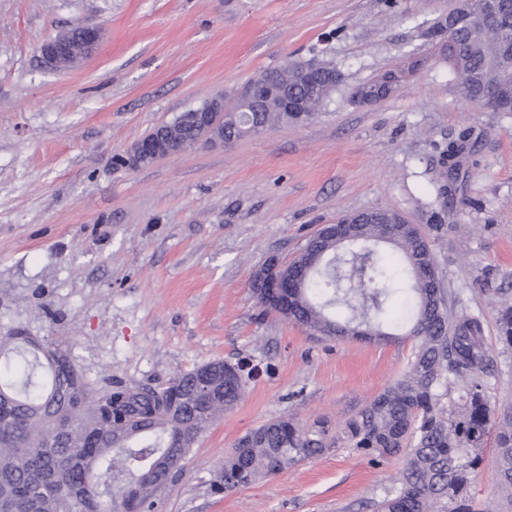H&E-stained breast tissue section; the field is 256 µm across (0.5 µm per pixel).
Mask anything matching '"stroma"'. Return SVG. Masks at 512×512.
<instances>
[{
	"label": "stroma",
	"instance_id": "1",
	"mask_svg": "<svg viewBox=\"0 0 512 512\" xmlns=\"http://www.w3.org/2000/svg\"><path fill=\"white\" fill-rule=\"evenodd\" d=\"M449 0H0V335L64 336L86 376L156 386L211 360L250 371L245 398L202 432L156 512H375L399 464L332 448L222 494L237 440L284 415L336 425L405 369L410 341H318L263 313L251 288L321 225L386 208L433 240L448 288L496 345L512 289V113L461 102L424 31ZM77 24L98 49L66 70L40 47ZM391 97L353 90L409 53ZM333 62L344 82L310 121L154 164L119 163L156 126L262 70ZM477 152L449 181L441 150Z\"/></svg>",
	"mask_w": 512,
	"mask_h": 512
}]
</instances>
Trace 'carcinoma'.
Returning a JSON list of instances; mask_svg holds the SVG:
<instances>
[{
	"label": "carcinoma",
	"mask_w": 512,
	"mask_h": 512,
	"mask_svg": "<svg viewBox=\"0 0 512 512\" xmlns=\"http://www.w3.org/2000/svg\"><path fill=\"white\" fill-rule=\"evenodd\" d=\"M460 23L448 28L435 18L427 34L451 43L446 56L457 74L456 94L495 112H512V0H454L448 10ZM81 28L60 38L72 64L84 53ZM408 67L385 69L356 89L361 101H380L401 86ZM302 63L266 69L264 80L286 83L298 94ZM340 83L306 97L310 112L327 104ZM297 123L271 105L264 112H239L224 125V140ZM187 147L205 138L188 121L174 127ZM470 133L448 143V173L471 154ZM350 240L336 246L330 237H311L282 273H306L282 307L256 295L265 311L280 314L316 339L340 337L363 324L376 332L365 340L413 339L405 371L357 413L331 430L292 417L270 420L241 437L224 457L212 481L219 492L247 487L288 467L347 444L383 460L400 461L398 476L375 503L376 512H484L476 507L484 474L483 450L493 440V480L512 506V404L498 405L488 394L494 350L480 319L463 313L461 292L443 287L425 234L396 223L382 208L350 214ZM399 295L410 298L404 335L388 331L389 309ZM497 339L512 350V304L496 317ZM218 374L208 398L196 392L200 367L159 386L121 379L102 385L86 379L61 336L38 338L19 330L0 336V512H151L199 435L232 410L247 381L240 367L207 362Z\"/></svg>",
	"instance_id": "cac0c4a2"
}]
</instances>
